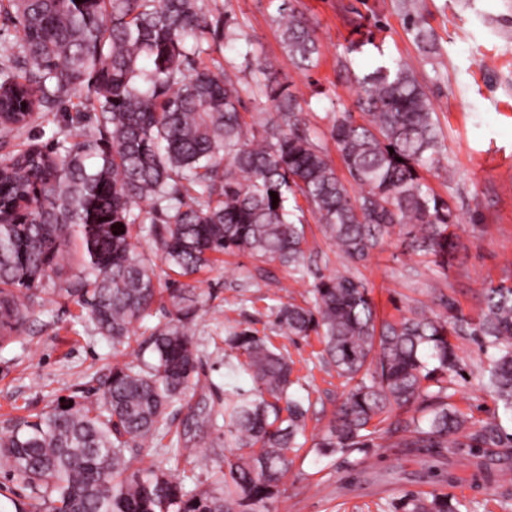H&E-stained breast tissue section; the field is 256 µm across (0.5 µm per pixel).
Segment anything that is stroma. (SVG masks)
I'll list each match as a JSON object with an SVG mask.
<instances>
[{"label":"stroma","instance_id":"obj_1","mask_svg":"<svg viewBox=\"0 0 512 512\" xmlns=\"http://www.w3.org/2000/svg\"><path fill=\"white\" fill-rule=\"evenodd\" d=\"M403 0H296L315 31L321 64L297 69L284 53L276 23L280 0H207L211 18H232L250 42L254 58L273 63L289 92L304 101L310 128L329 140L334 112L353 108L352 75L404 58L438 114L446 149L439 163L422 170L425 182L452 199L460 216L457 232L468 243L447 274L429 257L406 255L397 240L385 241L363 264L347 261L321 226H306L312 252L305 277L280 264L258 265L246 255L220 257L197 276L203 308L196 337L208 350L203 377L220 386L250 389L251 381L224 356V336L250 327L275 345H287L307 375L312 407L308 438L332 417L343 388L333 368L320 362L316 338L291 342L272 323L273 305L302 302L316 278L344 272L373 290L380 319L426 306L445 314L453 302L465 316L481 311L482 291L512 283V0H419L422 21L436 39L425 54L415 39ZM465 362L453 401L480 420L499 407L479 382L488 365L475 337L455 338ZM114 351L94 336L72 303L49 302L21 340L0 352V420L40 412L58 397L91 398L112 365ZM435 455L398 448L380 434L375 447L329 458L305 446L269 512H393L400 498L453 492L461 512H512V481L488 489L470 487L471 472L457 467L459 481L448 488L434 476Z\"/></svg>","mask_w":512,"mask_h":512}]
</instances>
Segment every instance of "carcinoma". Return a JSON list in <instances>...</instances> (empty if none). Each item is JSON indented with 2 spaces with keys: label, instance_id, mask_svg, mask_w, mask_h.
<instances>
[{
  "label": "carcinoma",
  "instance_id": "cac0c4a2",
  "mask_svg": "<svg viewBox=\"0 0 512 512\" xmlns=\"http://www.w3.org/2000/svg\"><path fill=\"white\" fill-rule=\"evenodd\" d=\"M0 14L15 28L14 39H0V141L20 137L72 91L82 125L0 157V351L47 300L75 303L97 335L128 351L95 400L56 399L0 434V468L28 490L0 512H261L308 442L310 406L295 394L301 377L288 351L249 327L224 336V356L251 389L201 378L194 278L236 253L304 276L309 215L353 263L395 236L403 253L427 255L447 273L466 244L450 200L420 174L443 148L430 99L399 59L360 81L357 111L334 113L329 134L355 195L272 64L259 65L264 80L249 89L194 60L205 43L234 50L243 39L228 22L223 31L212 24L206 0H0ZM278 25L289 60L316 68L317 39L292 0H281ZM249 93L273 111L247 112ZM141 234L154 256L137 251ZM77 251L78 271L57 285ZM164 267L182 280L160 287ZM164 293L163 319L135 335ZM482 304L476 322L450 303L449 316L419 306L380 322L367 284L338 272L319 278L303 303L273 306L275 325L297 339L317 336L323 362L344 379L316 453L374 447L377 425L395 411L387 432L397 447L465 451L473 482L496 483L480 450L512 448V432L495 415L460 412L450 387L464 371L451 337L476 336L497 350L488 386L512 414V285L484 289ZM205 429L229 452L215 454L202 480ZM143 455L183 461L193 485L161 462L136 465ZM460 506L433 493L395 510Z\"/></svg>",
  "mask_w": 512,
  "mask_h": 512
}]
</instances>
